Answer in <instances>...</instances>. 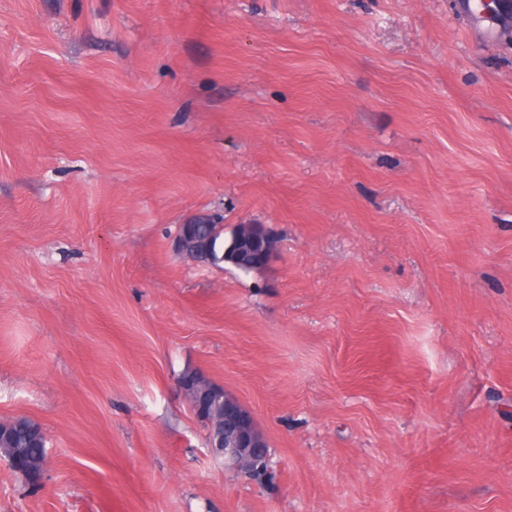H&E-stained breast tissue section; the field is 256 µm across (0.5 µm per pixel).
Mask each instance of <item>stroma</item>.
Instances as JSON below:
<instances>
[{"label": "stroma", "instance_id": "1", "mask_svg": "<svg viewBox=\"0 0 512 512\" xmlns=\"http://www.w3.org/2000/svg\"><path fill=\"white\" fill-rule=\"evenodd\" d=\"M258 224L245 273L173 246ZM250 414L272 477L175 387ZM0 512H512V6L0 0ZM196 224H212V225H200L197 232L202 235L203 238H208L209 242L212 245V257L211 262L217 264L219 262H230L238 269L244 272H250L247 267H243L240 265H236L230 261V258L224 259V252L228 249H231L233 253H237V243L232 242L229 246L230 240L227 242L224 240V227L219 228L218 224L214 223V220L209 218L201 217L193 224H181V231H177V234L174 238V248L176 251L181 254L184 258L190 261H204L202 259L203 252L206 247V240L201 239L195 234V225ZM228 248L224 251L225 247ZM256 240V246L253 251L247 255V260L252 267H261L270 259L274 251V242L268 234L259 227L250 228ZM177 390L188 398L194 414L207 422L210 430L207 447L225 466L257 484L253 465L267 459L266 441L253 426L250 416L232 399L224 397L223 412L215 413L210 403L219 389L198 372L181 373L176 379ZM45 444V434L41 426L30 418L16 417L0 421V457L8 460L15 453H26L33 470H42L45 454L39 453L37 446Z\"/></svg>", "mask_w": 512, "mask_h": 512}]
</instances>
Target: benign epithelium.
<instances>
[{"instance_id":"obj_1","label":"benign epithelium","mask_w":512,"mask_h":512,"mask_svg":"<svg viewBox=\"0 0 512 512\" xmlns=\"http://www.w3.org/2000/svg\"><path fill=\"white\" fill-rule=\"evenodd\" d=\"M256 240L253 251L247 255L252 267H261L270 259L274 242L258 227L250 229ZM206 240L195 234V225L183 224L174 238V248L190 261L202 260ZM177 390L188 398L194 414L208 423L210 430L207 447L224 458V464L249 480H254L253 465L267 459L266 441L253 426L250 416L232 399L224 398L223 412L217 413L210 403L219 389L198 372L182 373L176 379Z\"/></svg>"}]
</instances>
